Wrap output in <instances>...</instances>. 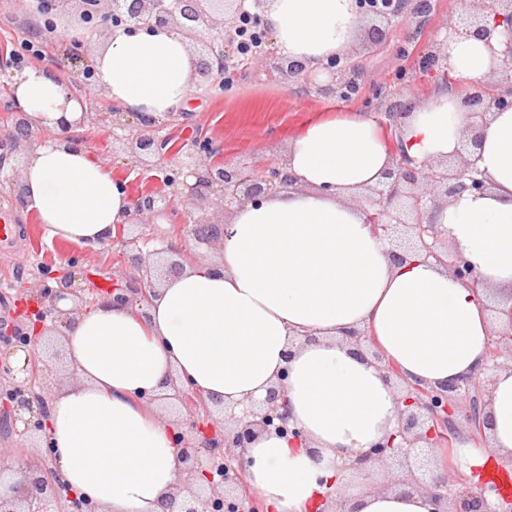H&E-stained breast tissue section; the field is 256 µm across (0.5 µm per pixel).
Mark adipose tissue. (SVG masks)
I'll return each mask as SVG.
<instances>
[{
    "mask_svg": "<svg viewBox=\"0 0 512 512\" xmlns=\"http://www.w3.org/2000/svg\"><path fill=\"white\" fill-rule=\"evenodd\" d=\"M266 20L281 53L316 61L355 39V0H271ZM507 36L454 37L448 61L469 89L483 88ZM94 87L140 123L185 106L195 67L173 30L116 31L92 49ZM13 100L46 136L22 173L24 202L48 239L81 248L111 239L135 201L110 166L60 138L82 100L38 63L14 76ZM468 113L440 90L398 120L397 141L417 160L462 147ZM474 156L490 187L431 211L449 246L480 275L474 288L433 258L394 262L354 196L382 181L394 153L368 118L309 121L283 161L293 182L237 209L217 260L188 261L152 295L145 313L106 294L65 320L62 339L76 380L49 402L47 432L63 482L105 512H162L181 466L176 428L153 398L174 381L232 405L283 383L303 439L274 433L246 450L245 482L264 512H315L326 489L354 512H432L419 492L352 484V462L394 433L398 403L380 362L411 383L440 387L479 371L488 338L512 308V108L494 113ZM367 327L378 359L356 355L345 333ZM489 449H449L453 469L473 472L512 458V367L488 387Z\"/></svg>",
    "mask_w": 512,
    "mask_h": 512,
    "instance_id": "obj_1",
    "label": "adipose tissue"
}]
</instances>
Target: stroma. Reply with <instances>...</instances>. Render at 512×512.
Segmentation results:
<instances>
[{
    "label": "stroma",
    "mask_w": 512,
    "mask_h": 512,
    "mask_svg": "<svg viewBox=\"0 0 512 512\" xmlns=\"http://www.w3.org/2000/svg\"><path fill=\"white\" fill-rule=\"evenodd\" d=\"M474 7L473 0H432L426 16L408 25L395 22L386 26V37L381 41L372 39L368 25H361L356 42L343 56L348 64L375 72L379 79L363 82L359 93L348 98L307 90L303 80L288 78L285 72L274 68L258 73L233 71L220 90L193 77V94L186 107L154 125L157 136L172 138L183 146L181 187L194 184L200 168L194 146L198 135L223 144L225 154L234 160L273 165L283 160L289 141L309 119L355 112L373 120L393 93L407 102L428 99L436 86L421 58L444 37L446 23ZM74 29V23L67 19L58 23L56 30L40 29L31 0H0V59L24 54L27 42H34L39 44L43 60L54 66L59 79L68 87L81 90L77 81L79 65L70 52L69 34ZM86 102L88 115L78 136L90 156L107 163L131 194L159 189L153 172L136 166L128 156L113 152L112 138L106 131V114H115L126 134L138 130V120L117 111L102 94H89ZM3 208L11 215L15 237L8 246H0V319L13 316L23 304L40 302L39 294L27 292V283L66 274L75 265L86 276L88 302H95L101 292L114 287L115 274L125 267L119 239L93 249L48 241L36 212L29 210L8 185L0 183V209ZM143 231L151 242H173L181 262L198 254L210 259L218 254L216 242H198L190 228L184 227L183 211L178 207L155 215Z\"/></svg>",
    "instance_id": "obj_1"
}]
</instances>
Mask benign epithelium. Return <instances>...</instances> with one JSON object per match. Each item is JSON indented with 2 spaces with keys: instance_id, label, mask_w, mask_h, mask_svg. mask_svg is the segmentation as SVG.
I'll return each mask as SVG.
<instances>
[{
  "instance_id": "benign-epithelium-1",
  "label": "benign epithelium",
  "mask_w": 512,
  "mask_h": 512,
  "mask_svg": "<svg viewBox=\"0 0 512 512\" xmlns=\"http://www.w3.org/2000/svg\"><path fill=\"white\" fill-rule=\"evenodd\" d=\"M79 5V27L94 31L100 25L128 33L140 30L172 28L183 35L205 33L208 61L203 75L225 74L239 64L264 71L273 57V35L265 12L270 0H38L37 12L47 29L57 27L56 20L67 12L69 5ZM361 19L399 20L408 22L426 14L431 0H356ZM247 22L258 33L262 45L257 53L243 56L239 53L241 22ZM501 25L509 35L501 69L496 76L502 83L512 86V0H484L473 12L458 16L451 27L453 37H473L490 43L493 32ZM436 47L427 56L434 70L450 74L448 53L444 45ZM334 79L330 85H319L317 91L331 88L341 90L345 96L358 91L361 72L341 64V57L333 56L319 63ZM315 68L302 60L287 61L290 76L311 80ZM470 123L464 136L463 152L451 161L426 160L416 163L401 154L393 167L385 173L384 181L371 188L366 195L368 211L382 218L380 236L389 244V255L395 262L415 251H423L436 262L446 266L456 278L477 288L481 280L477 273L445 242L436 225L429 222V210L441 202L465 191L482 193L487 181L476 166L472 156L478 146L480 130L494 112L512 108V94L507 96L497 88H484L463 94ZM119 149L145 166H158L164 170V185L170 191H150L136 198L135 213L141 217L152 216L173 208L175 202L184 207V223H189L192 211L204 203H215L224 209L237 208L245 203H258L291 183L290 176L280 164L257 169L254 165L236 162L224 156L223 150L205 137L197 148L208 159L198 171L196 182L189 192L179 195L177 177L180 170L179 150L169 145V139H159L146 134H112ZM37 140L31 138V122L27 113L12 112V129L0 135V179L6 180L18 196H23L21 175L26 168ZM124 247L127 267L133 271L129 278L125 298L148 300L155 291L158 269L145 256L140 238H120ZM26 288L40 293L48 300L45 307L30 308L10 319H0V336L9 342L7 356L0 359V376H14L11 360L18 351L25 353L21 382H14L0 394L3 412L0 426L10 428L20 420L23 433L36 442V447L49 446L44 421L48 405L43 392L35 391L40 377L47 369V360L40 354L44 338L35 328L56 322L73 310H63L59 303L66 300L78 302L87 288L76 272L56 278L55 285L38 282ZM346 336L357 353L380 360L373 347V339L365 328L347 331ZM507 353L512 356V331H495L490 336L486 361L480 373L464 377L448 386L420 387L407 383L393 365L385 363L381 369L386 380L397 391L399 411L396 432L387 441L374 445L364 459L377 465L399 467L405 474L391 481L385 488L404 491H422L434 505V512H512V488L495 478L479 476L455 481L448 473H436L437 462L431 448L443 441L464 440L480 436L486 440L487 419L485 387L492 375L502 368L499 358ZM183 411L190 417L198 415L207 406L201 392L184 390L177 395ZM222 407L221 420L224 431L211 425L198 427V438L180 440L178 450L183 472L189 476L199 474L205 482L187 488L179 498V509L168 507L163 512H242L239 492L244 487L246 469L245 450L252 440L264 432H275L293 438L301 437L299 429L290 424L284 385L278 383L268 389L260 399H249L241 408ZM16 449L0 445V512H56L63 486L55 459H43L29 466L30 476L20 486L3 490L6 471L15 459Z\"/></svg>"
}]
</instances>
